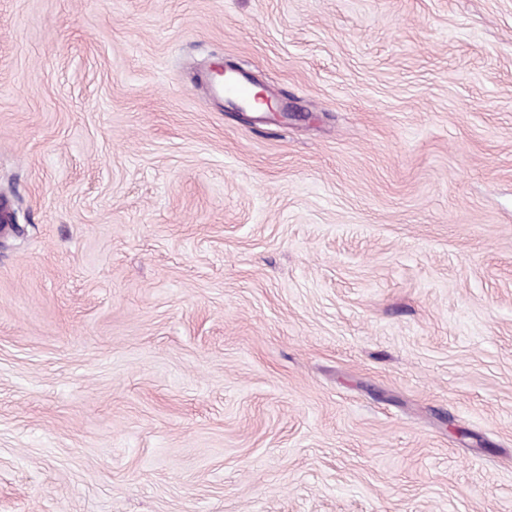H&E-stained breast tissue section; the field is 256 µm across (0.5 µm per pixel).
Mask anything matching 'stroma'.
<instances>
[{
  "label": "stroma",
  "instance_id": "35a3bbf8",
  "mask_svg": "<svg viewBox=\"0 0 512 512\" xmlns=\"http://www.w3.org/2000/svg\"><path fill=\"white\" fill-rule=\"evenodd\" d=\"M1 191L0 512H512V0H0Z\"/></svg>",
  "mask_w": 512,
  "mask_h": 512
}]
</instances>
